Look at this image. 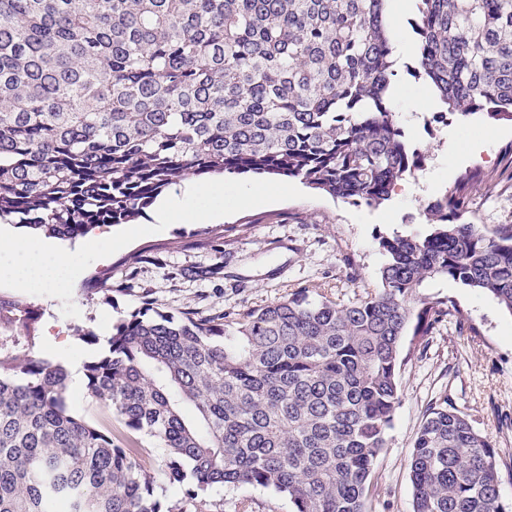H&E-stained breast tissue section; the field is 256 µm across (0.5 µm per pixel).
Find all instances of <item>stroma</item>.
Wrapping results in <instances>:
<instances>
[{
  "instance_id": "stroma-1",
  "label": "stroma",
  "mask_w": 512,
  "mask_h": 512,
  "mask_svg": "<svg viewBox=\"0 0 512 512\" xmlns=\"http://www.w3.org/2000/svg\"><path fill=\"white\" fill-rule=\"evenodd\" d=\"M389 8L392 36L403 47L395 64V118L409 142L426 153L422 171L406 177L377 207L332 198L296 179L248 173L222 177L221 196L197 197V206L224 211L210 225L159 224L149 209L127 224L92 225L72 244L87 252L84 277L103 271L111 277L110 297H87L77 285L50 296L0 278V301L21 300L38 313L34 340L23 355L65 365L86 362L105 349L113 324L147 298L177 317L233 320L303 289L339 302L365 296L380 285V238L426 235L427 205L468 171L481 172L483 180L473 186L459 223L512 225V122L478 114L433 122L434 94L416 75L414 5L390 0ZM416 98L429 100L428 110L407 111ZM246 189L262 195V203H241ZM108 233L126 243L101 259L98 238ZM422 293L444 302L449 313L425 340L403 339L400 404L372 473V512H413V439L443 397L492 440L500 496L511 502L512 314L490 295L444 278L427 281ZM208 498L222 512H289L286 497L259 487L215 486Z\"/></svg>"
}]
</instances>
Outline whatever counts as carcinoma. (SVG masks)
I'll return each instance as SVG.
<instances>
[{
    "instance_id": "1",
    "label": "carcinoma",
    "mask_w": 512,
    "mask_h": 512,
    "mask_svg": "<svg viewBox=\"0 0 512 512\" xmlns=\"http://www.w3.org/2000/svg\"><path fill=\"white\" fill-rule=\"evenodd\" d=\"M388 0H0V220L74 239L125 224L192 175L273 174L379 206L426 158L388 104ZM418 63L442 113L512 121V0H415ZM480 173L426 207L424 237L380 238L375 293L303 290L221 318L147 301L85 366L126 436L73 415L62 364L0 340V512H197L214 485L272 489L291 512H370L377 457L400 404L402 339L430 335L447 278L512 313V225L452 224ZM32 338L38 319L12 303ZM161 440L160 475L133 434ZM414 512H512L489 437L429 409L411 451ZM186 478L182 483L169 484L164 483L160 488H157V494L165 504L177 506H184V509L191 510V506L185 503V490L193 483V478L190 470L186 467Z\"/></svg>"
}]
</instances>
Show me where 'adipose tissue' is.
<instances>
[{
    "instance_id": "ef3b65f1",
    "label": "adipose tissue",
    "mask_w": 512,
    "mask_h": 512,
    "mask_svg": "<svg viewBox=\"0 0 512 512\" xmlns=\"http://www.w3.org/2000/svg\"><path fill=\"white\" fill-rule=\"evenodd\" d=\"M205 190L218 195L223 187L216 182ZM205 190L195 182H184L178 192L160 202L156 222L202 224L216 219V212L190 205L191 200ZM85 265L84 251L61 248L37 237H17L8 228L0 232V276L16 287L43 288L55 294L71 287Z\"/></svg>"
}]
</instances>
